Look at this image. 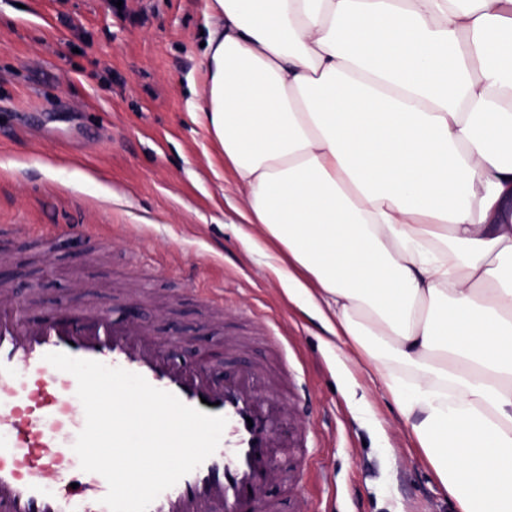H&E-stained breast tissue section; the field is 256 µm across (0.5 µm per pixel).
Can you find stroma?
<instances>
[{
    "mask_svg": "<svg viewBox=\"0 0 512 512\" xmlns=\"http://www.w3.org/2000/svg\"><path fill=\"white\" fill-rule=\"evenodd\" d=\"M208 4L0 0V224L13 227L0 247L41 283L26 314L80 308L81 280L125 318L138 270L140 320L181 361L198 340L225 375L255 361L287 371L295 416L281 433L306 448L295 485L267 490L278 512H458L385 386L238 232L232 175L196 110ZM49 224L68 230L46 251L34 236ZM80 224L100 227L103 250L79 241ZM206 293L224 301L221 329ZM229 332L248 345L227 349Z\"/></svg>",
    "mask_w": 512,
    "mask_h": 512,
    "instance_id": "1",
    "label": "stroma"
}]
</instances>
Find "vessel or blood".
Masks as SVG:
<instances>
[{"mask_svg":"<svg viewBox=\"0 0 512 512\" xmlns=\"http://www.w3.org/2000/svg\"><path fill=\"white\" fill-rule=\"evenodd\" d=\"M15 291L0 286V512H108L105 478L82 473L73 446L85 426L77 381L45 361L63 352L142 375L184 404L209 401L226 417L222 443L192 472L162 492L148 512H273L267 484L287 481L279 466L277 428L288 413L286 383L267 366L215 382L210 357L198 351L193 365L174 363L152 332L131 337L124 322L84 305L40 320L14 309Z\"/></svg>","mask_w":512,"mask_h":512,"instance_id":"vessel-or-blood-1","label":"vessel or blood"}]
</instances>
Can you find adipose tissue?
Returning <instances> with one entry per match:
<instances>
[{
  "instance_id": "obj_1",
  "label": "adipose tissue",
  "mask_w": 512,
  "mask_h": 512,
  "mask_svg": "<svg viewBox=\"0 0 512 512\" xmlns=\"http://www.w3.org/2000/svg\"><path fill=\"white\" fill-rule=\"evenodd\" d=\"M245 243L379 378L460 512H512V0H209Z\"/></svg>"
}]
</instances>
